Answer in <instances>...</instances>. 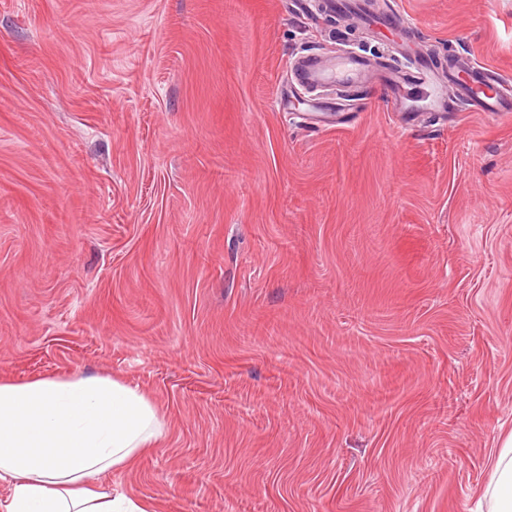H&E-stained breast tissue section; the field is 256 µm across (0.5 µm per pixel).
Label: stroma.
<instances>
[{"label":"stroma","instance_id":"obj_1","mask_svg":"<svg viewBox=\"0 0 512 512\" xmlns=\"http://www.w3.org/2000/svg\"><path fill=\"white\" fill-rule=\"evenodd\" d=\"M0 0V379L111 375L154 512H488L512 434V117L286 71L471 57L512 0ZM324 2L321 4L322 8L329 12H342V11H353L358 13L363 17V19L370 25H376L381 22L383 19H389L402 30L409 29L413 26L412 23L408 21L405 15L401 14L398 11H390L387 15L383 17H374L372 12L370 11V7L368 3H364L362 1L366 0H323Z\"/></svg>","mask_w":512,"mask_h":512}]
</instances>
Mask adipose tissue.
<instances>
[{
  "label": "adipose tissue",
  "mask_w": 512,
  "mask_h": 512,
  "mask_svg": "<svg viewBox=\"0 0 512 512\" xmlns=\"http://www.w3.org/2000/svg\"><path fill=\"white\" fill-rule=\"evenodd\" d=\"M166 424L138 388L109 376L0 381V512H152L99 482L129 470ZM490 512H512V435L485 490Z\"/></svg>",
  "instance_id": "ef3b65f1"
}]
</instances>
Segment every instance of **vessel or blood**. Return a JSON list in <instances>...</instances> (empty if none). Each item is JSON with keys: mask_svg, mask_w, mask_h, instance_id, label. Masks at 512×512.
Instances as JSON below:
<instances>
[{"mask_svg": "<svg viewBox=\"0 0 512 512\" xmlns=\"http://www.w3.org/2000/svg\"><path fill=\"white\" fill-rule=\"evenodd\" d=\"M322 7L329 12L352 11L368 24H376L366 0H324ZM289 70L298 84L316 91L337 83L344 86L371 87L386 85L396 111L407 114L416 112V105L403 93L408 76L398 70L384 71L365 57L349 54L337 59L307 55L293 60ZM502 76L496 69L484 66H467L463 71H452L449 76L432 80L428 95L427 111L442 112L448 105V88L456 86L458 92L469 100L478 111L494 115L512 112V98L502 93Z\"/></svg>", "mask_w": 512, "mask_h": 512, "instance_id": "obj_1", "label": "vessel or blood"}]
</instances>
